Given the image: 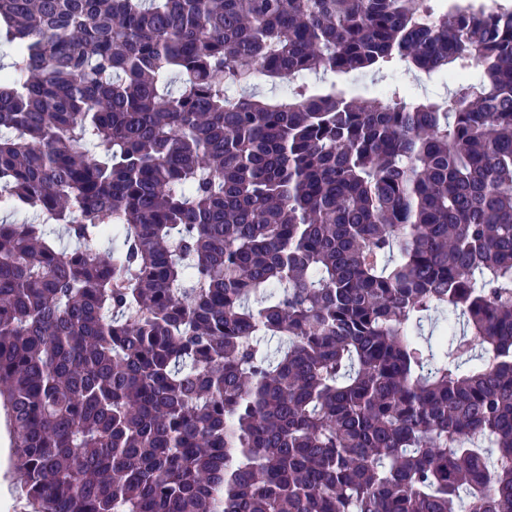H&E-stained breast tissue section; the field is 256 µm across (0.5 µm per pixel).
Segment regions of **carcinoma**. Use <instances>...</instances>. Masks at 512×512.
Instances as JSON below:
<instances>
[{
  "label": "carcinoma",
  "mask_w": 512,
  "mask_h": 512,
  "mask_svg": "<svg viewBox=\"0 0 512 512\" xmlns=\"http://www.w3.org/2000/svg\"><path fill=\"white\" fill-rule=\"evenodd\" d=\"M495 16L0 0V210L46 218L0 221V410L31 512H512ZM473 66L376 107L340 82Z\"/></svg>",
  "instance_id": "carcinoma-1"
}]
</instances>
